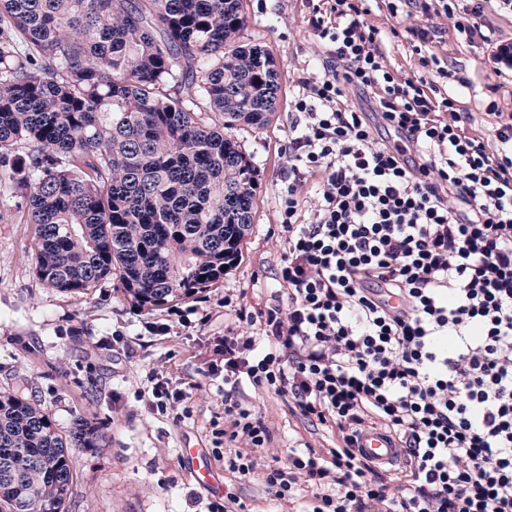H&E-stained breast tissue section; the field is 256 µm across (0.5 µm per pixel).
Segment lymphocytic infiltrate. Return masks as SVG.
Listing matches in <instances>:
<instances>
[{"label":"lymphocytic infiltrate","mask_w":512,"mask_h":512,"mask_svg":"<svg viewBox=\"0 0 512 512\" xmlns=\"http://www.w3.org/2000/svg\"><path fill=\"white\" fill-rule=\"evenodd\" d=\"M486 2L444 0L442 11L499 75L512 71V41L497 38ZM308 9L336 68L301 80L289 104L284 298L258 336L213 347L224 439L247 446L224 463L249 478L271 440L238 397L246 379L343 434L330 455L294 448L262 471L276 497L303 482L312 512H512V111L489 101L493 134L475 132L460 104L469 78L422 53L437 25L410 28L423 72L404 78L386 63L371 0ZM352 89L371 93L370 110L349 104ZM373 113L397 144L379 142ZM260 338L274 351H258ZM375 425L401 446L398 488L352 447Z\"/></svg>","instance_id":"f902f5d3"}]
</instances>
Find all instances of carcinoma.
I'll return each instance as SVG.
<instances>
[{
  "mask_svg": "<svg viewBox=\"0 0 512 512\" xmlns=\"http://www.w3.org/2000/svg\"><path fill=\"white\" fill-rule=\"evenodd\" d=\"M247 25L243 0H0V198L27 211L48 286L114 278L153 311L224 280L256 205L229 131L268 126L280 91ZM102 443L0 391V512H65L69 449Z\"/></svg>",
  "mask_w": 512,
  "mask_h": 512,
  "instance_id": "1",
  "label": "carcinoma"
}]
</instances>
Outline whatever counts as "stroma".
I'll return each mask as SVG.
<instances>
[{
  "label": "stroma",
  "mask_w": 512,
  "mask_h": 512,
  "mask_svg": "<svg viewBox=\"0 0 512 512\" xmlns=\"http://www.w3.org/2000/svg\"><path fill=\"white\" fill-rule=\"evenodd\" d=\"M246 35L268 47L281 75L277 111L263 129L235 130L258 177L252 228L242 255L223 282L175 305L153 311L133 307L106 280L86 293H63L36 275L33 227L12 200L0 205V389L38 400L60 433L76 418L100 426L98 448L70 451L73 488L66 512H206L209 495L196 485L181 459L182 449L200 444L224 485L236 491L245 512H310L314 497L299 486L295 496L276 498L259 478L238 479L224 469V379L211 375L216 340L252 336L246 316L274 305L285 235L279 199L288 184L284 146L293 115L288 103L303 77L330 74L327 59L306 24V0H244ZM389 32L384 47L391 70L420 74L407 30L426 24L422 14L391 10L387 0L369 17ZM442 62L461 69L477 88L497 86L512 101V75L495 76L485 56L471 50L451 27L428 47ZM190 325H182V318ZM164 323L168 334L146 333V323ZM191 386L188 415L180 420L150 411L138 394L150 374ZM240 399L254 405L272 433L258 455L260 466L285 462L290 449L311 445L326 454L342 441L331 427L309 423L287 398L242 383Z\"/></svg>",
  "instance_id": "35a3bbf8"
}]
</instances>
